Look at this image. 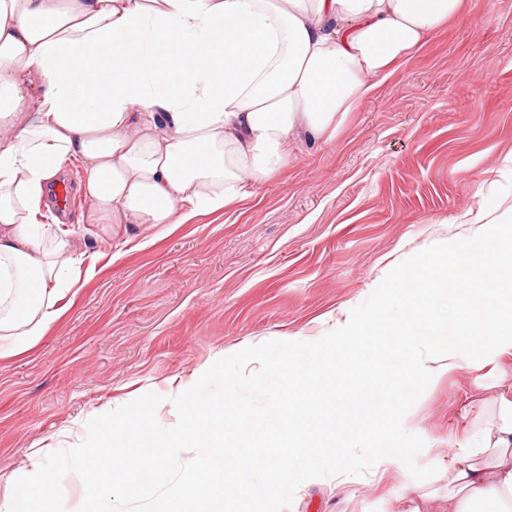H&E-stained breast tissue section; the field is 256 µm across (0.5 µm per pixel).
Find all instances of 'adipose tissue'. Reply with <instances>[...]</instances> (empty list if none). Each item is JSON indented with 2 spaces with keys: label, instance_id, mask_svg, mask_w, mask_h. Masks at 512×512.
<instances>
[{
  "label": "adipose tissue",
  "instance_id": "1",
  "mask_svg": "<svg viewBox=\"0 0 512 512\" xmlns=\"http://www.w3.org/2000/svg\"><path fill=\"white\" fill-rule=\"evenodd\" d=\"M461 0H0V360L30 352L84 267L75 231L41 220L65 166L84 169L96 224L143 248L159 227L249 198L288 144L336 134L461 10ZM487 278L449 329L416 345L407 379L431 382L460 352L512 356V235L483 246ZM464 410L475 443L448 457V489L408 512H512V373Z\"/></svg>",
  "mask_w": 512,
  "mask_h": 512
}]
</instances>
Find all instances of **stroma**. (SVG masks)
<instances>
[{
	"label": "stroma",
	"instance_id": "35a3bbf8",
	"mask_svg": "<svg viewBox=\"0 0 512 512\" xmlns=\"http://www.w3.org/2000/svg\"><path fill=\"white\" fill-rule=\"evenodd\" d=\"M288 162L252 197L202 213L136 249L110 225L85 228L76 196L43 221L85 228L82 280L28 354L0 361V500L30 449L79 444L88 421L146 392L173 426L172 403L217 359L269 340H316L337 329L403 258L474 236L512 209V0H462L376 93L346 113L332 142L288 146ZM467 363L428 386L403 425L422 439L416 481L406 467L302 483L285 512H405L414 486L444 492L443 469L465 398Z\"/></svg>",
	"mask_w": 512,
	"mask_h": 512
}]
</instances>
